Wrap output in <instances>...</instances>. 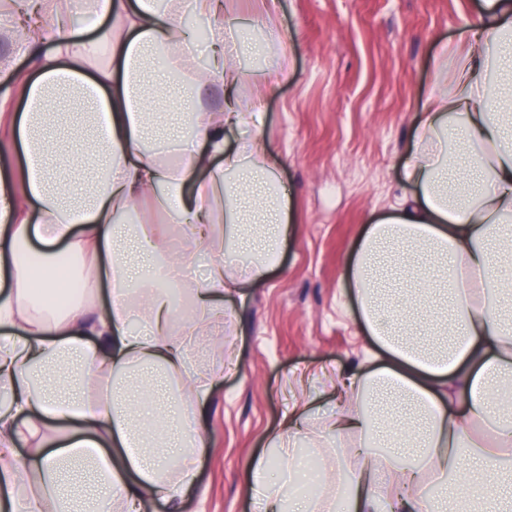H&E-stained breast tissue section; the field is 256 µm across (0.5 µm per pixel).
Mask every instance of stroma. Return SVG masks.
Here are the masks:
<instances>
[{"mask_svg":"<svg viewBox=\"0 0 512 512\" xmlns=\"http://www.w3.org/2000/svg\"><path fill=\"white\" fill-rule=\"evenodd\" d=\"M480 3L226 0L227 15L264 35L262 65L248 72L240 101L264 112L289 232L277 267L237 300L224 328L239 366L224 371L207 406L214 448L183 512H254L246 480L264 432L300 401L320 430L337 377L374 357L343 275L367 223L411 195L403 170L436 83L435 57Z\"/></svg>","mask_w":512,"mask_h":512,"instance_id":"stroma-1","label":"stroma"}]
</instances>
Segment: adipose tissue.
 Wrapping results in <instances>:
<instances>
[{
  "mask_svg": "<svg viewBox=\"0 0 512 512\" xmlns=\"http://www.w3.org/2000/svg\"><path fill=\"white\" fill-rule=\"evenodd\" d=\"M42 11V0H0V24L22 30L13 50L32 66L0 64L12 91L0 98V156L22 172L0 169V495L9 512H149L160 501L179 512L213 448L200 417L217 380L204 340L264 283L288 236L263 114L236 96L246 26L220 17L219 0ZM78 14L97 18L92 34L73 26ZM189 16L212 30L206 65L186 97L188 126L150 152L154 76L194 58ZM443 56L453 81L435 84L420 116L405 165L414 193L369 224L344 274L380 363L340 376L315 445L344 439L351 482L316 502L289 499L307 420L296 407L251 465L258 512H448V477L467 468L477 512H512L499 468L512 455V0H483ZM217 84L224 102L212 112L199 92ZM61 90L86 130L51 111ZM55 126L92 173L90 192L47 174L46 156L67 143L46 136ZM147 204L163 223L140 221ZM64 254L77 265L61 280ZM202 255L206 278L185 283ZM69 280L81 294L58 306L53 291ZM271 468L279 480L263 481Z\"/></svg>",
  "mask_w": 512,
  "mask_h": 512,
  "instance_id": "obj_1",
  "label": "adipose tissue"
}]
</instances>
